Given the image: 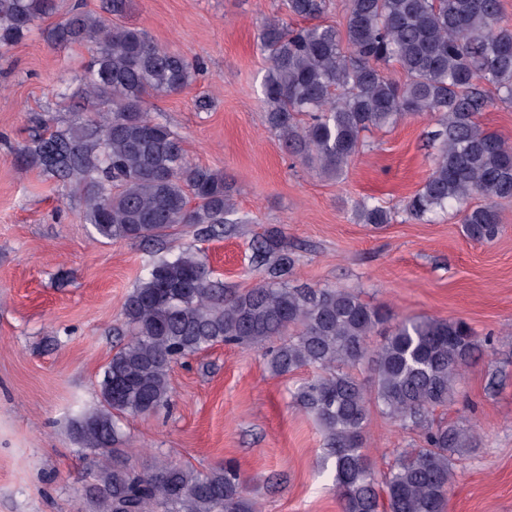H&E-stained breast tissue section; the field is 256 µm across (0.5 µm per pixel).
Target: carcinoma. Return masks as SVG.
<instances>
[{
  "label": "carcinoma",
  "instance_id": "obj_1",
  "mask_svg": "<svg viewBox=\"0 0 512 512\" xmlns=\"http://www.w3.org/2000/svg\"><path fill=\"white\" fill-rule=\"evenodd\" d=\"M131 8L132 0H105L100 12L67 0H0L1 53L35 30L53 49H87L79 82L56 92L77 102L85 118L34 135L22 153L68 184L103 239L156 242L180 224L195 226L202 241L228 235L246 220L224 171L190 163L180 136L146 109V97L183 90L195 68L144 29L116 23ZM285 8L305 25L268 18L257 37L267 62L265 123L285 151L337 180L363 150V131L432 115L439 125L431 132L434 167L405 212L429 221L456 207L469 240H495L503 228L497 203L512 200V146L478 116L496 99L512 104V29L499 25L501 0H348L342 28L324 21L327 0H285ZM61 12V21L44 25ZM390 62L406 82L385 71ZM474 198L484 203L468 205ZM352 214L359 224L392 220L389 209L368 201ZM296 262L274 227L253 245L251 264L263 280L243 293L214 280L199 249L153 262L124 302L129 340L104 368L99 404L72 421L90 457L92 482L83 490L89 512H258L230 468L199 471L167 461L138 472L116 445L123 416L170 404L175 359L272 339L279 340L268 358L272 372L315 371L292 399L321 429L342 512H447L456 462L476 437L435 423L432 413L454 401L478 336L460 319L396 318L349 291L292 287ZM380 329L385 340L373 350L368 339ZM365 363L373 370L371 393L352 373ZM372 405L425 442L401 450L381 482L367 439Z\"/></svg>",
  "mask_w": 512,
  "mask_h": 512
}]
</instances>
